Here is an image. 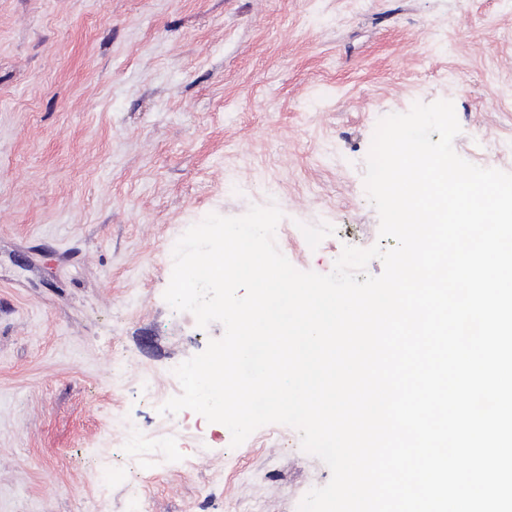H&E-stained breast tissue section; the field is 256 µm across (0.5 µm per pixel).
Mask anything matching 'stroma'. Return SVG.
Listing matches in <instances>:
<instances>
[{
	"instance_id": "1",
	"label": "stroma",
	"mask_w": 512,
	"mask_h": 512,
	"mask_svg": "<svg viewBox=\"0 0 512 512\" xmlns=\"http://www.w3.org/2000/svg\"><path fill=\"white\" fill-rule=\"evenodd\" d=\"M438 100L458 155L512 173V0H0V512H85L118 418L152 460L144 512H294L327 484L292 427L234 448L159 413L224 334L164 300L171 243L274 204L299 271L393 246L372 137Z\"/></svg>"
}]
</instances>
